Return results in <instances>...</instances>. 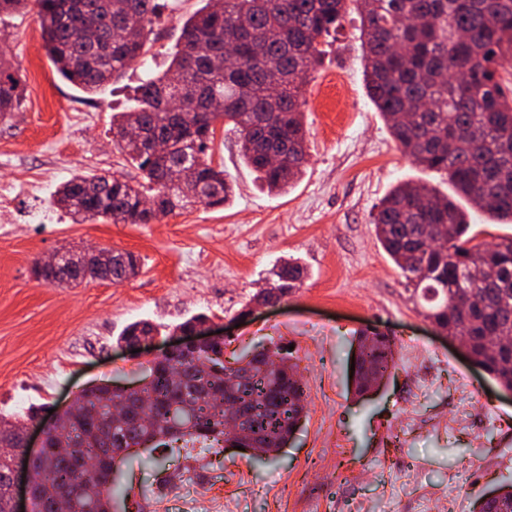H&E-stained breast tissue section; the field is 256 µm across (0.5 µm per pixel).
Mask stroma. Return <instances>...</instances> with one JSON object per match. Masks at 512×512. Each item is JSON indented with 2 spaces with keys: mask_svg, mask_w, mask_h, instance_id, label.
<instances>
[{
  "mask_svg": "<svg viewBox=\"0 0 512 512\" xmlns=\"http://www.w3.org/2000/svg\"><path fill=\"white\" fill-rule=\"evenodd\" d=\"M148 53L99 94L60 79L36 15L0 18L22 101L0 119V411L66 405L92 383H130L160 356L122 349L130 322L173 328L206 314L224 336V358L290 348L305 385V415L286 448L252 459L226 448H159L130 456L112 495L116 512H172L173 489L198 512H478L482 495L512 482V397L468 362L426 316L422 301L379 244L372 218L403 180L452 187L413 165L370 101L360 22L350 14L309 77L308 163L285 195L263 190L215 122L210 158L236 197L153 224L72 223L51 204L76 172L139 178L112 142V115L134 104L146 74L164 71L185 17L200 0H158ZM98 246L139 256L141 272L115 284L57 288L32 275L34 258ZM304 264L303 286L255 320L234 318L287 257ZM392 336L395 366L384 385L357 394L350 378L358 333Z\"/></svg>",
  "mask_w": 512,
  "mask_h": 512,
  "instance_id": "1",
  "label": "stroma"
}]
</instances>
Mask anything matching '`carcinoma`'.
Returning a JSON list of instances; mask_svg holds the SVG:
<instances>
[{"instance_id":"1","label":"carcinoma","mask_w":512,"mask_h":512,"mask_svg":"<svg viewBox=\"0 0 512 512\" xmlns=\"http://www.w3.org/2000/svg\"><path fill=\"white\" fill-rule=\"evenodd\" d=\"M183 21L167 69L142 81L138 105L112 115V136L137 164L139 181L98 174L72 175L52 196V204L75 224H153L188 204L222 208L234 196L224 167L212 165L209 145L214 123L222 119L237 136L239 155L268 193H288L307 163L303 87L321 61L320 45L344 27L356 10L363 38V76L369 98L403 153L416 165L441 171L482 211L512 221V88L497 67L512 58V0H203ZM157 0H0V17L33 11L44 47L57 73L95 94L145 56ZM230 49L233 67L211 61ZM177 97L183 111L200 116L192 129L167 108ZM19 80L0 55V117L18 109ZM159 137L171 149L156 156L149 141ZM278 155L277 165L268 156ZM176 176L169 187L167 180ZM377 239L414 292L428 304L427 318L458 336L475 365L499 385L512 388V237L493 244L475 242L468 214L454 200L425 186L401 181L381 200L373 218ZM113 283L135 277L140 258L118 252ZM80 264L43 280L75 288L106 279L82 252L69 253ZM305 268L295 259L274 272L284 296L302 285ZM141 334L158 335L148 321L128 324L123 342ZM369 367L362 379L382 380L394 367L393 342L365 330ZM266 368L247 353L227 367L208 355L176 357L148 368L140 393L127 396L131 419L113 424L114 398L104 386L77 397L49 434L54 454L33 462L37 512H53L61 491L76 493L77 512H112V484L122 461L99 470L73 467L72 456L91 461L115 451L112 440L139 441L145 434L185 438L222 448L229 403L245 418L254 456L286 446L305 410L297 364L272 359ZM188 404L192 422L171 431L168 408ZM37 415L2 414L18 434L19 424ZM480 512H512V485L494 490ZM0 512H11L9 470L0 464Z\"/></svg>"}]
</instances>
